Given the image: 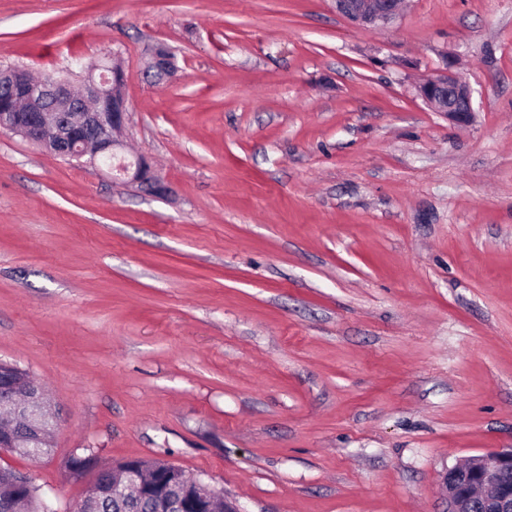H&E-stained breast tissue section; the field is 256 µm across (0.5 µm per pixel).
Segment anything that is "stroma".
Instances as JSON below:
<instances>
[{
	"label": "stroma",
	"instance_id": "35a3bbf8",
	"mask_svg": "<svg viewBox=\"0 0 512 512\" xmlns=\"http://www.w3.org/2000/svg\"><path fill=\"white\" fill-rule=\"evenodd\" d=\"M167 46L172 79L147 70ZM122 59L126 153L169 193L0 132V361L59 411L0 450L162 458L241 512H443L512 448V0H0V68ZM475 113L415 86L446 56ZM403 0H333L336 10L359 25L385 28L399 16Z\"/></svg>",
	"mask_w": 512,
	"mask_h": 512
}]
</instances>
